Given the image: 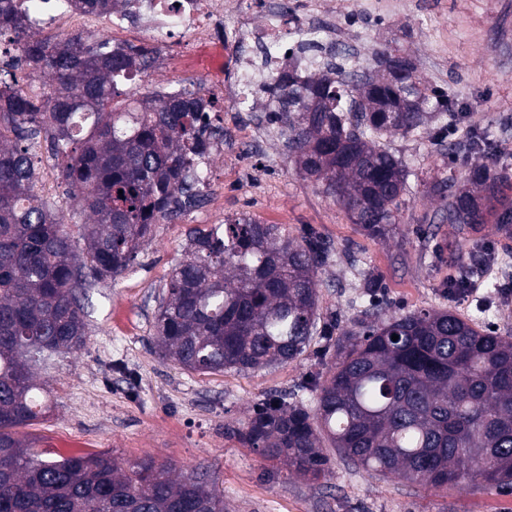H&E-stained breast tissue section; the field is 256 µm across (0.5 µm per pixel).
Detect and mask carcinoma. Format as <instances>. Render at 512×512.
Segmentation results:
<instances>
[{
    "instance_id": "1",
    "label": "carcinoma",
    "mask_w": 512,
    "mask_h": 512,
    "mask_svg": "<svg viewBox=\"0 0 512 512\" xmlns=\"http://www.w3.org/2000/svg\"><path fill=\"white\" fill-rule=\"evenodd\" d=\"M66 2L82 15L122 5ZM31 30L17 0H0V47L15 52L11 67L27 70L21 85L0 68V512H224V491L204 465L175 479L152 456L124 465L107 453L46 457L19 437L43 412L36 374L86 344L89 290L128 269L154 225L201 200L200 167L218 134L213 102L198 91L133 98V65H146L147 47ZM46 74L52 82L35 91ZM368 83L374 94L362 100L328 66L305 80L288 72L268 95L299 170L366 236L386 241L400 230L409 184L381 140L418 136L434 115L417 86L392 110L399 89L380 74ZM466 135L470 153L485 158L469 168L470 187L457 186L450 166L430 191L457 233L477 234L491 220L510 238L512 175L489 158L485 130L470 125ZM44 157L77 202L67 212L38 190ZM69 223L83 225L85 248ZM330 256L314 232L289 238L244 214L193 232L158 300L155 347L186 370L214 374L290 363L324 336L331 364L301 386L311 404H257L233 430L243 444L312 482L333 474L329 446L378 479L512 489V336L447 309L382 319L374 301L352 328L323 325L318 273ZM473 256L452 291L494 261L479 240Z\"/></svg>"
}]
</instances>
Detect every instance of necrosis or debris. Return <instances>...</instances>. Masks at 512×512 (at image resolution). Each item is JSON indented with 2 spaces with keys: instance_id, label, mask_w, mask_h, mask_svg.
Segmentation results:
<instances>
[{
  "instance_id": "1",
  "label": "necrosis or debris",
  "mask_w": 512,
  "mask_h": 512,
  "mask_svg": "<svg viewBox=\"0 0 512 512\" xmlns=\"http://www.w3.org/2000/svg\"><path fill=\"white\" fill-rule=\"evenodd\" d=\"M56 3L23 0L22 7L37 29L58 38L78 34V23ZM321 9L320 0H128L104 25L112 33L148 32L155 53L149 69L137 75L141 82L181 69L190 46L230 36L226 82L210 95L246 104L267 92L278 77V64L290 55L315 72L330 61L352 69L356 51L340 47L335 31L320 19ZM250 15L260 18V26L247 23Z\"/></svg>"
}]
</instances>
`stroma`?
Returning a JSON list of instances; mask_svg holds the SVG:
<instances>
[{"instance_id":"35a3bbf8","label":"stroma","mask_w":512,"mask_h":512,"mask_svg":"<svg viewBox=\"0 0 512 512\" xmlns=\"http://www.w3.org/2000/svg\"><path fill=\"white\" fill-rule=\"evenodd\" d=\"M365 2L323 0L326 19L359 42V71L376 70L381 53L409 59L422 92L442 91L451 104L435 126L451 124L452 113H466L468 123L488 128L500 165L512 170V0H402L400 11L377 17L364 12ZM225 52L222 42L203 46L191 69L159 76L138 91L209 89L222 78L217 63ZM216 108L224 116L225 148L210 167L213 182L224 188L225 216L244 213L279 225L292 238L312 229L337 253V262L318 275L323 317L344 325L359 319L353 303L358 268L377 279L385 315L430 308L469 315V301L447 291L471 244L453 237L441 220V200L429 191L431 181L447 174L449 155L466 156L464 130L450 135L451 152L420 137L386 140L411 171V191L399 233L381 243L295 167L284 125L269 122L275 109L270 96L238 110L224 100ZM268 124L274 144L251 145L254 126ZM211 219L191 212L154 225L130 269L90 290L87 342L45 375L50 409L22 428L21 438L62 456L107 452L132 462L150 455L180 473L206 464L224 491L227 512H512L511 491L424 489L372 477L337 455L330 481L313 484L284 467L269 479L270 462L242 445L233 429L259 400L294 391L309 373L324 372L331 358L314 341L287 364L203 375L159 356L152 341L157 298L185 258L194 230ZM484 232L498 260L472 275L482 294L512 276V238L490 225Z\"/></svg>"}]
</instances>
